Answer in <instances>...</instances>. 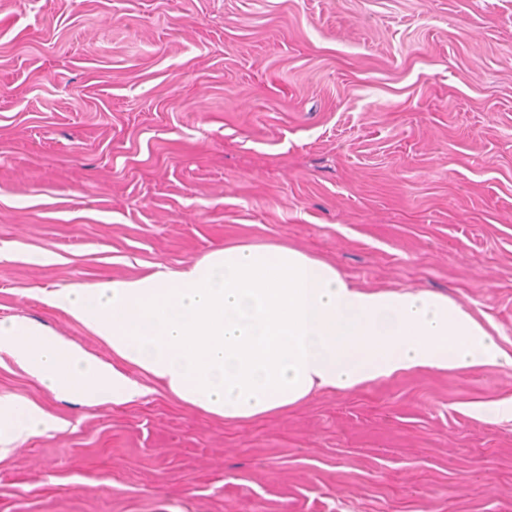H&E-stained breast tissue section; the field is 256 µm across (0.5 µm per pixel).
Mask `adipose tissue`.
Here are the masks:
<instances>
[{
    "label": "adipose tissue",
    "mask_w": 512,
    "mask_h": 512,
    "mask_svg": "<svg viewBox=\"0 0 512 512\" xmlns=\"http://www.w3.org/2000/svg\"><path fill=\"white\" fill-rule=\"evenodd\" d=\"M46 303L112 350L90 355L26 317L0 318L8 358L56 399L121 405L140 396L131 366L193 409L247 421L313 392L397 374L512 364L458 300L367 291L332 264L284 245L235 243L175 269L53 288ZM61 421L31 399L0 396V446Z\"/></svg>",
    "instance_id": "adipose-tissue-1"
}]
</instances>
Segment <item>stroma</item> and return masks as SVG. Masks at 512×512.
I'll list each match as a JSON object with an SVG mask.
<instances>
[{
	"label": "stroma",
	"instance_id": "stroma-1",
	"mask_svg": "<svg viewBox=\"0 0 512 512\" xmlns=\"http://www.w3.org/2000/svg\"><path fill=\"white\" fill-rule=\"evenodd\" d=\"M283 244L450 295L512 356V0H0V317L111 349L45 290ZM0 395V512H512V366L413 370L248 422ZM59 418L31 399L0 396V446H19L28 438L60 427Z\"/></svg>",
	"mask_w": 512,
	"mask_h": 512
}]
</instances>
